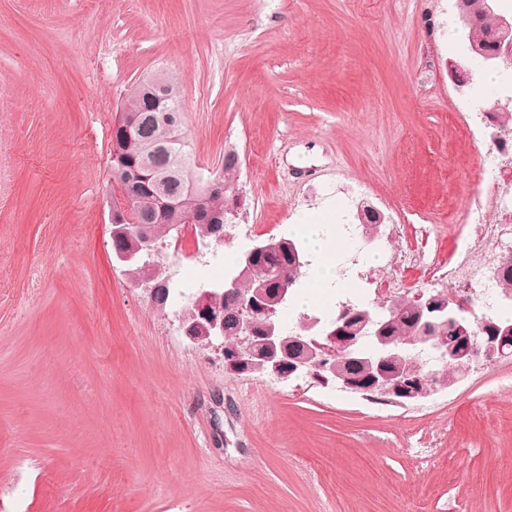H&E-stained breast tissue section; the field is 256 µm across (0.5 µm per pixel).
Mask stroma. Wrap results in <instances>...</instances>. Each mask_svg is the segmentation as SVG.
Returning <instances> with one entry per match:
<instances>
[{"mask_svg":"<svg viewBox=\"0 0 512 512\" xmlns=\"http://www.w3.org/2000/svg\"><path fill=\"white\" fill-rule=\"evenodd\" d=\"M467 45L455 0H0V512H512V358L373 404L228 372L178 320L255 241L362 201L446 263L512 112L511 72L455 87ZM156 72L193 161L239 158L223 243L159 252L162 310L109 223L116 110ZM393 251L347 240L331 305Z\"/></svg>","mask_w":512,"mask_h":512,"instance_id":"obj_1","label":"stroma"}]
</instances>
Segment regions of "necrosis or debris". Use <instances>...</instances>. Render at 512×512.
<instances>
[{
  "label": "necrosis or debris",
  "mask_w": 512,
  "mask_h": 512,
  "mask_svg": "<svg viewBox=\"0 0 512 512\" xmlns=\"http://www.w3.org/2000/svg\"><path fill=\"white\" fill-rule=\"evenodd\" d=\"M480 172L488 193L473 201L474 229L449 251L447 267L426 280L430 286L445 282L462 287V312L473 322L481 320L485 307L512 304V289L494 274L502 248L512 247V221L506 219L512 214V165L492 154L483 158Z\"/></svg>",
  "instance_id": "4bbe7bcc"
}]
</instances>
